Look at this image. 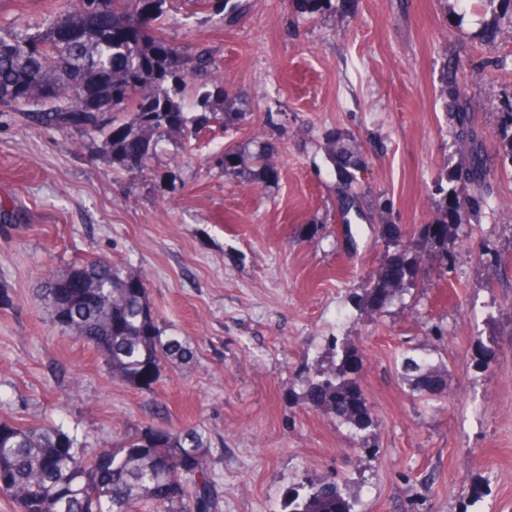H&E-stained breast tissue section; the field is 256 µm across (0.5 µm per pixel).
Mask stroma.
Masks as SVG:
<instances>
[{
	"mask_svg": "<svg viewBox=\"0 0 512 512\" xmlns=\"http://www.w3.org/2000/svg\"><path fill=\"white\" fill-rule=\"evenodd\" d=\"M66 0H0V32L44 24ZM227 25L209 0H167L161 26L205 48L211 82L239 96L238 124L160 141L148 169L114 171L99 137L25 125L0 107V420L49 425L93 449L147 425L202 428L221 486L217 512H282L300 480L345 473L357 512H512V176L498 114L512 98V34L481 31L486 0H241ZM469 77L493 194L451 238V281L426 268L415 309L366 314L355 296L385 259L381 218L413 236L437 218L438 181L459 160L442 75ZM360 151L343 215L329 134ZM274 150L265 184L227 176L224 146ZM498 249L495 265L483 245ZM93 257L142 272L164 335L192 344L152 389L113 377L37 298L46 271ZM441 325L442 340L428 336ZM335 336L357 346L376 452L304 403L297 374ZM428 348L443 396L415 399L395 370L403 342ZM486 353H479V346ZM486 494L471 501L472 486Z\"/></svg>",
	"mask_w": 512,
	"mask_h": 512,
	"instance_id": "stroma-1",
	"label": "stroma"
}]
</instances>
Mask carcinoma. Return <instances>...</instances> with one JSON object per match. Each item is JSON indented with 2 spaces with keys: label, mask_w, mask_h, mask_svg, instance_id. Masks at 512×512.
<instances>
[{
  "label": "carcinoma",
  "mask_w": 512,
  "mask_h": 512,
  "mask_svg": "<svg viewBox=\"0 0 512 512\" xmlns=\"http://www.w3.org/2000/svg\"><path fill=\"white\" fill-rule=\"evenodd\" d=\"M498 9L483 38L495 40L512 31V0H489ZM166 0H69L44 26L0 34V106L27 108L30 125L59 131L77 130L104 137L112 166L125 172L148 167L157 143L185 138L191 125H234L240 112L228 111V93L216 85L197 95L195 118L180 127L167 123L170 112H185L183 92L190 72L215 67L201 50L186 57L167 41L158 26ZM302 13L332 7V0H294ZM136 90L112 96L114 81ZM462 149L448 177L434 225L419 226L405 240L394 224L380 225L386 259L368 275L357 305L378 310L394 302L408 308L419 285L422 266L432 262L440 277L456 267L448 239L470 218L469 208L491 193L482 136L472 124L470 100L456 73H447L441 91ZM131 114L132 121H125ZM503 161L512 162V101L498 115ZM333 173L342 178L359 166V153L336 136L326 140ZM273 165L271 149L250 157L238 147L222 152L226 176L245 173L265 183ZM142 275L105 260L74 266L42 278L38 298L51 308L55 324L99 353L112 375L139 389L157 383L165 364L191 356L189 342L160 331L147 289L130 284ZM92 299L93 305L86 304ZM401 377L413 396L440 394L442 376L427 349L406 346L398 354ZM357 348L331 341L326 355L300 376L302 398L346 427L355 447L371 451L374 418L359 382ZM210 441L195 426L179 429L146 426L118 446L89 455L77 439L59 428L0 421V496L16 512H132L136 503L153 512H216L220 494L210 467ZM288 512H353L351 497L338 480H302L288 492Z\"/></svg>",
  "instance_id": "cac0c4a2"
}]
</instances>
